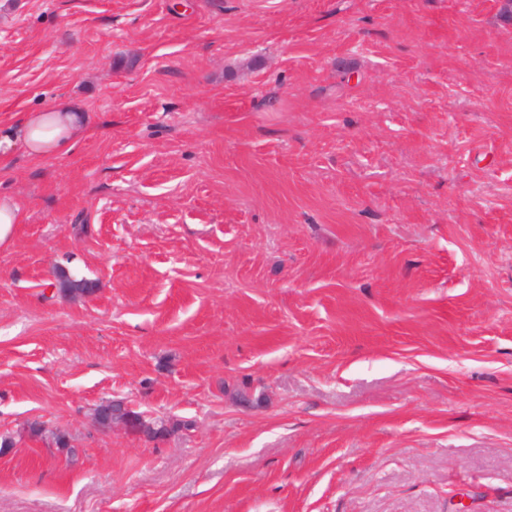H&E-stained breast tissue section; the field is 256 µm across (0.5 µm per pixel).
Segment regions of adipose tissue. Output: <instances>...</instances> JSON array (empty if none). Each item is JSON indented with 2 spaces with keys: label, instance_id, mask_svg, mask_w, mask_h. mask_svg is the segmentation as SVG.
I'll use <instances>...</instances> for the list:
<instances>
[{
  "label": "adipose tissue",
  "instance_id": "1",
  "mask_svg": "<svg viewBox=\"0 0 512 512\" xmlns=\"http://www.w3.org/2000/svg\"><path fill=\"white\" fill-rule=\"evenodd\" d=\"M87 124L86 114L67 103L28 113L12 133L0 137V157L7 156L17 144L37 158L55 156L75 145Z\"/></svg>",
  "mask_w": 512,
  "mask_h": 512
}]
</instances>
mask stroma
<instances>
[{"instance_id":"stroma-1","label":"stroma","mask_w":512,"mask_h":512,"mask_svg":"<svg viewBox=\"0 0 512 512\" xmlns=\"http://www.w3.org/2000/svg\"><path fill=\"white\" fill-rule=\"evenodd\" d=\"M505 8L0 0V512H512ZM88 119L68 103L50 110L29 112L11 135H0V158L6 157L16 142L37 158L52 157L75 145L86 133ZM20 222L19 207L10 199L0 200V245L11 241ZM108 411H112L113 414L118 413L120 416L127 415L124 424L129 426L133 432L143 433L150 439L156 441H162L175 432L189 430L191 427L189 421L182 420L160 419L148 422L142 417L141 413L132 409L127 411L124 409V403L122 401L115 400L108 401L106 404H102L96 409L94 419L98 425H103L101 418L105 416Z\"/></svg>"}]
</instances>
